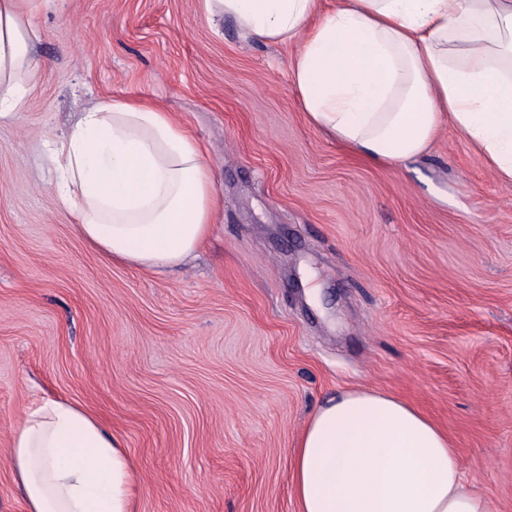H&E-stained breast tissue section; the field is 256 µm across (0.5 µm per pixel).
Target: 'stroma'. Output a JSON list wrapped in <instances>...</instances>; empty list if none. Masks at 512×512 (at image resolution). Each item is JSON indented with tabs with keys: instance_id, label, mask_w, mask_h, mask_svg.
<instances>
[{
	"instance_id": "obj_1",
	"label": "stroma",
	"mask_w": 512,
	"mask_h": 512,
	"mask_svg": "<svg viewBox=\"0 0 512 512\" xmlns=\"http://www.w3.org/2000/svg\"><path fill=\"white\" fill-rule=\"evenodd\" d=\"M29 23L44 68L0 119V512H27L6 450L47 399L123 438L137 512H295L304 422L355 387L430 416L512 512V183L448 123L362 161L307 122L293 46L203 0H52ZM130 99L181 121L224 200L176 272L104 258L52 193L46 135Z\"/></svg>"
}]
</instances>
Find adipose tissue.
I'll list each match as a JSON object with an SVG mask.
<instances>
[{
	"label": "adipose tissue",
	"mask_w": 512,
	"mask_h": 512,
	"mask_svg": "<svg viewBox=\"0 0 512 512\" xmlns=\"http://www.w3.org/2000/svg\"><path fill=\"white\" fill-rule=\"evenodd\" d=\"M46 0H0V117L41 71L24 23ZM244 37L292 44L308 121L363 159L424 153L443 121L512 183V0H203ZM52 191L104 257L156 272L207 242L223 202L195 140L170 113L112 102L48 138ZM8 457L27 512H136V466L82 404L28 407ZM297 512H495L448 436L412 405L351 389L311 413L291 466Z\"/></svg>",
	"instance_id": "adipose-tissue-1"
}]
</instances>
